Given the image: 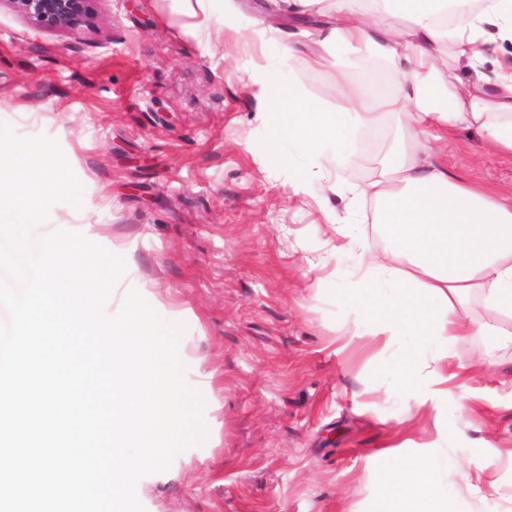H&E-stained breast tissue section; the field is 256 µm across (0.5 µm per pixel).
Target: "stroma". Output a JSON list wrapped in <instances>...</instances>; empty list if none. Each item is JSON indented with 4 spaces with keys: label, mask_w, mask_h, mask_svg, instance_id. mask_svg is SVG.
Returning <instances> with one entry per match:
<instances>
[{
    "label": "stroma",
    "mask_w": 512,
    "mask_h": 512,
    "mask_svg": "<svg viewBox=\"0 0 512 512\" xmlns=\"http://www.w3.org/2000/svg\"><path fill=\"white\" fill-rule=\"evenodd\" d=\"M335 12L287 0H94L77 29L38 27L0 0V122L60 144L83 207L55 204L43 236L81 232L124 258L107 303L137 289L184 323L179 355L200 391L204 443L144 476L145 512H409L392 465L448 453L450 512H512V338L459 337L462 368L422 409L390 372L403 350L361 334L339 291L350 189L378 174L400 130L380 113L337 167L272 132L274 80L347 112L399 74L369 48L321 50ZM320 64H313L314 54ZM345 71L355 100L336 95ZM428 158L455 181L512 197V156L448 128Z\"/></svg>",
    "instance_id": "35a3bbf8"
}]
</instances>
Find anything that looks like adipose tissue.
<instances>
[{
	"instance_id": "1",
	"label": "adipose tissue",
	"mask_w": 512,
	"mask_h": 512,
	"mask_svg": "<svg viewBox=\"0 0 512 512\" xmlns=\"http://www.w3.org/2000/svg\"><path fill=\"white\" fill-rule=\"evenodd\" d=\"M346 2L336 0V16L324 25L321 44L369 45L400 74V82L371 105L336 113L300 105L294 88L277 84L274 103L289 119L275 137L332 165L379 113H402L401 140L362 192L374 202L375 222L389 246L365 256L363 225L341 226V250L353 259L357 282L343 300L363 333L389 343L409 338L394 366L401 384L414 389L427 375L437 385L445 381L459 336L512 330V206L453 181L420 158L432 130L457 127L512 155V70L465 83L439 69L447 57L478 67L493 42L512 41V0H380L381 16L363 18L351 17ZM477 292L495 315L465 322L456 308ZM454 464L442 455L398 465L393 487L418 500L420 512H448L453 492L435 477Z\"/></svg>"
}]
</instances>
